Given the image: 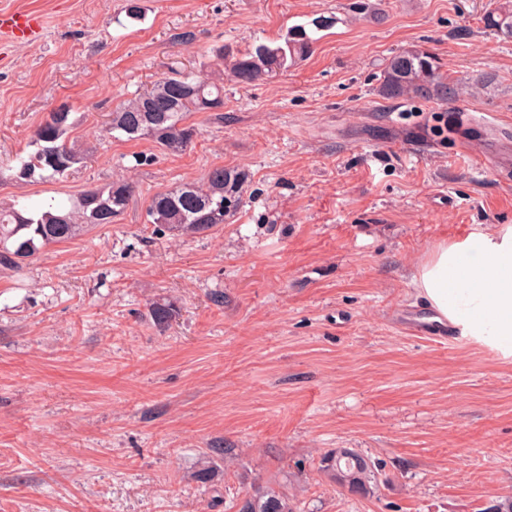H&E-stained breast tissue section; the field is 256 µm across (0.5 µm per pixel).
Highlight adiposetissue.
<instances>
[{
  "instance_id": "1",
  "label": "adipose tissue",
  "mask_w": 512,
  "mask_h": 512,
  "mask_svg": "<svg viewBox=\"0 0 512 512\" xmlns=\"http://www.w3.org/2000/svg\"><path fill=\"white\" fill-rule=\"evenodd\" d=\"M413 282L436 320L512 359V224L439 244Z\"/></svg>"
}]
</instances>
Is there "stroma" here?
<instances>
[{
  "instance_id": "obj_1",
  "label": "stroma",
  "mask_w": 512,
  "mask_h": 512,
  "mask_svg": "<svg viewBox=\"0 0 512 512\" xmlns=\"http://www.w3.org/2000/svg\"><path fill=\"white\" fill-rule=\"evenodd\" d=\"M351 2L137 0L133 18L127 0H0L45 20L40 41L0 40V168L64 103L94 148L66 178L0 182V204L133 186L114 223L0 270V512H230L260 487L298 512L512 496V360L405 322L436 245L512 224V41L485 29L491 0H369L376 20ZM316 18L334 24L275 78L213 64ZM404 49L434 54L455 98L380 96ZM203 64L224 117L191 113L185 151L107 132L120 103ZM219 167L247 175L234 216L201 235L149 223L156 193ZM335 448L386 485L339 490L319 469Z\"/></svg>"
}]
</instances>
